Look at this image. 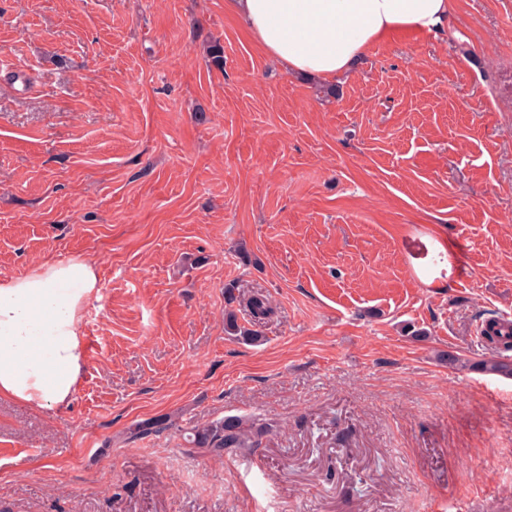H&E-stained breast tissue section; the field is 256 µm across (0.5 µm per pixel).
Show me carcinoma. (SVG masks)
I'll return each instance as SVG.
<instances>
[{
	"mask_svg": "<svg viewBox=\"0 0 512 512\" xmlns=\"http://www.w3.org/2000/svg\"><path fill=\"white\" fill-rule=\"evenodd\" d=\"M224 333L238 340L258 343L261 340L259 330L247 328L238 323V317L232 305L240 302L236 295V285L233 283L224 286ZM246 307L259 323L271 313V307L266 296L253 294L246 301ZM474 368L485 372L509 378L512 377V362L500 357L486 358L474 365ZM270 427L266 423L254 420H245L239 417H226L216 422L199 426L191 433L190 442L193 447L204 450L207 454L222 458L224 454L240 448H257L260 446V437L268 433Z\"/></svg>",
	"mask_w": 512,
	"mask_h": 512,
	"instance_id": "1",
	"label": "carcinoma"
}]
</instances>
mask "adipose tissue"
I'll use <instances>...</instances> for the list:
<instances>
[{
    "label": "adipose tissue",
    "instance_id": "obj_1",
    "mask_svg": "<svg viewBox=\"0 0 512 512\" xmlns=\"http://www.w3.org/2000/svg\"><path fill=\"white\" fill-rule=\"evenodd\" d=\"M456 0H231L264 55L295 76L333 81L375 45L436 33ZM98 286L82 258L44 262L0 279V398L39 410L69 405L84 362L81 321Z\"/></svg>",
    "mask_w": 512,
    "mask_h": 512
}]
</instances>
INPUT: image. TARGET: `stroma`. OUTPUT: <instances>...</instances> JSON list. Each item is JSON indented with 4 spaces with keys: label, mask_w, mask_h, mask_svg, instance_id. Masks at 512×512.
<instances>
[{
    "label": "stroma",
    "mask_w": 512,
    "mask_h": 512,
    "mask_svg": "<svg viewBox=\"0 0 512 512\" xmlns=\"http://www.w3.org/2000/svg\"><path fill=\"white\" fill-rule=\"evenodd\" d=\"M337 87L227 0H0V277L99 274L70 405L0 398V512H512V379L474 368L512 359L476 337L512 315V0ZM230 282L262 342L225 335ZM231 416L272 431L190 443ZM269 430L270 427L266 423L239 417H226L195 427L191 433L190 442L194 448L203 449L213 457L222 458L224 454L240 448L259 447L260 437Z\"/></svg>",
    "instance_id": "stroma-1"
}]
</instances>
